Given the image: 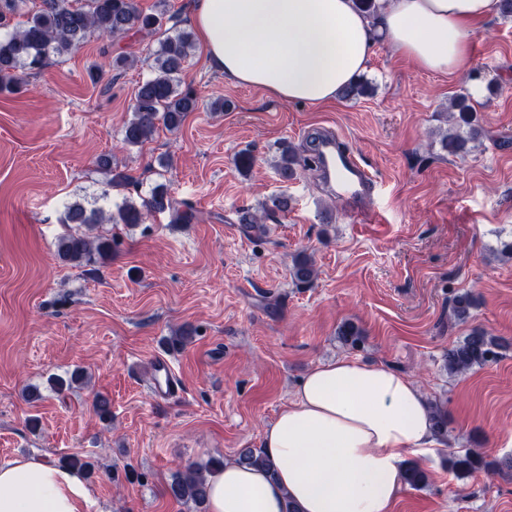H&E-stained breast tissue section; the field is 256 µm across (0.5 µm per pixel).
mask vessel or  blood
<instances>
[{"label": "vessel or blood", "instance_id": "vessel-or-blood-1", "mask_svg": "<svg viewBox=\"0 0 512 512\" xmlns=\"http://www.w3.org/2000/svg\"><path fill=\"white\" fill-rule=\"evenodd\" d=\"M315 160L328 175L337 176L338 193L344 199L354 202L353 214L356 220L364 224L374 223V211L358 206L357 201L370 197L377 183L372 174L344 148L340 137L331 135L322 139ZM150 384L153 395L160 401L176 397L180 389L175 372L161 358L154 359L151 364Z\"/></svg>", "mask_w": 512, "mask_h": 512}]
</instances>
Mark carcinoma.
<instances>
[{
    "label": "carcinoma",
    "instance_id": "cac0c4a2",
    "mask_svg": "<svg viewBox=\"0 0 512 512\" xmlns=\"http://www.w3.org/2000/svg\"><path fill=\"white\" fill-rule=\"evenodd\" d=\"M23 0H0V92L10 91L20 83L22 77L41 70L50 54L62 56L84 44L94 33L109 39L130 32L159 33L162 39L159 49L154 53L152 76L138 86L131 118L122 129V141L129 147L143 145L153 134L165 128L178 129L187 115L197 108V98L190 89H181L177 79L186 59L194 48L192 32L180 28L181 20L175 15L165 13L146 14L138 0H86L80 6L77 0H43V9L29 16L23 27L9 29V21ZM172 25L164 27L165 21ZM370 83L360 77L347 85L341 92V98L354 100L368 94ZM478 131H470V137L464 138L453 132L444 134L440 148L449 155L462 156L468 152V141H474ZM306 162L298 156L295 148L285 146L280 151L275 164L277 174L282 181L288 182L297 175V166ZM97 166L110 173V186L122 189L131 183V177L112 167L111 159L104 155L98 158ZM291 209V199L285 194L273 195L264 206L268 216L286 215ZM167 213L173 224H189L194 215L189 209L177 206L172 188L167 183L153 187L138 200L129 197L117 208V216L109 220L118 224H142L150 216ZM100 210H87L80 203L65 208L63 223L73 224L75 228L61 235L56 244L58 260L75 267H88L102 264L112 257V238L95 235L93 231L102 223ZM316 274L313 258L308 254L298 255L291 268V277L297 284H309ZM476 306L473 294L465 292L453 299L452 315L458 322L471 318V310ZM338 339L344 345L352 347L362 342V333L351 323L343 325ZM502 344L481 328H474L452 348L448 349L445 368L450 375H458L481 367L499 357ZM85 374L74 370L68 378H52L53 390L62 392L83 383ZM92 407L100 420L112 421V402L103 395H95ZM237 462L269 470L272 464L264 449L243 448L239 451ZM59 465L83 472L86 476L94 473V464L76 456H67L59 460ZM500 463L488 461L475 450L462 454H452L448 458V469L456 477L463 479L477 471H492ZM224 468V461L212 457L203 465H189L172 474L166 487L167 494L176 501L193 505L197 509L204 506L207 496V475ZM404 482L412 488H421L428 482L427 472L417 463L409 462L404 471Z\"/></svg>",
    "mask_w": 512,
    "mask_h": 512
}]
</instances>
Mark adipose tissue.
Instances as JSON below:
<instances>
[{"instance_id":"ef3b65f1","label":"adipose tissue","mask_w":512,"mask_h":512,"mask_svg":"<svg viewBox=\"0 0 512 512\" xmlns=\"http://www.w3.org/2000/svg\"><path fill=\"white\" fill-rule=\"evenodd\" d=\"M198 0L192 23L210 66L238 84L310 105L335 100L376 43L417 69L461 74L472 36L500 0ZM272 470L234 462L208 477L207 512H393L408 455L435 451L430 405L409 376L342 357L312 368L269 424ZM76 470L33 457L0 462V512H86Z\"/></svg>"}]
</instances>
